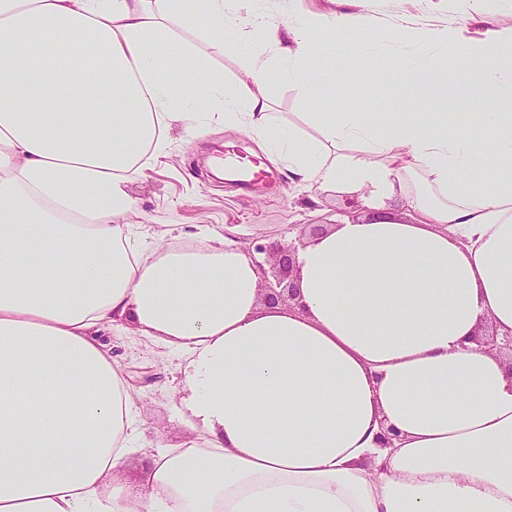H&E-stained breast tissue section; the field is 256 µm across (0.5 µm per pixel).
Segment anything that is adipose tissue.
<instances>
[{
  "label": "adipose tissue",
  "mask_w": 512,
  "mask_h": 512,
  "mask_svg": "<svg viewBox=\"0 0 512 512\" xmlns=\"http://www.w3.org/2000/svg\"><path fill=\"white\" fill-rule=\"evenodd\" d=\"M349 2L283 20L257 0H0V512H512V372L474 340L488 320L512 335V24L455 0L432 53L409 22L393 40L395 69L434 86L470 60L484 101L465 127L481 137L416 87L395 125L305 112L309 137L265 89L319 100L335 73L318 37L378 28ZM250 38L263 53L225 82L211 55ZM205 117L290 182L369 199L298 252L290 308L262 301L224 234L148 253L122 222L126 183ZM394 194L416 222L386 213ZM130 323L185 363L183 447L139 438L100 339ZM135 452L141 482H114Z\"/></svg>",
  "instance_id": "adipose-tissue-1"
}]
</instances>
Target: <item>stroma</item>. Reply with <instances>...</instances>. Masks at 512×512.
<instances>
[{
    "label": "stroma",
    "mask_w": 512,
    "mask_h": 512,
    "mask_svg": "<svg viewBox=\"0 0 512 512\" xmlns=\"http://www.w3.org/2000/svg\"><path fill=\"white\" fill-rule=\"evenodd\" d=\"M355 8L377 18L379 33L365 40L334 38L331 59L336 81L328 91L326 109L358 112L392 124L409 109L408 79L394 73L385 35L403 16L437 29L443 20L453 18L452 4L433 0L427 7L418 0H357ZM446 72L448 99L439 104V111H470L482 92L468 60L450 59ZM230 155L241 156L244 165L257 170V178L235 185L229 173H216L213 159ZM127 191L136 202L127 221L139 230L150 250L192 240L196 227L203 225L223 231L243 248L256 240L286 244L297 237L298 225L355 219L366 209L362 199L348 206L335 192L291 185L280 169L271 168L251 139L220 121L188 130L174 126L168 155L130 181ZM112 358L137 395L144 440L176 447L188 439L190 432L178 413L186 395L179 360L133 328L113 337Z\"/></svg>",
    "instance_id": "obj_1"
}]
</instances>
